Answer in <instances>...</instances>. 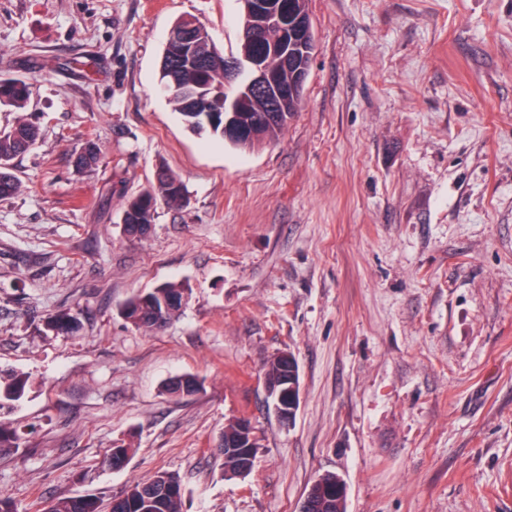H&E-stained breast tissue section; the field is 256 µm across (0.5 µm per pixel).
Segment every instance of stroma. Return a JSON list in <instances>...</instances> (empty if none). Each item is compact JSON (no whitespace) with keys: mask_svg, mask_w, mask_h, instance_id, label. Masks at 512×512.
Segmentation results:
<instances>
[{"mask_svg":"<svg viewBox=\"0 0 512 512\" xmlns=\"http://www.w3.org/2000/svg\"><path fill=\"white\" fill-rule=\"evenodd\" d=\"M308 8L302 105L237 151L187 128L158 70L180 17L237 53V0H0V78L31 84L41 132L0 199V371L29 378L0 494L20 512L161 470L184 512H298L327 471L347 512H512V0ZM160 165L188 204L128 238L125 202ZM166 282L191 294L163 329L120 316ZM60 310L77 333H44ZM286 350L301 392L282 424L263 367ZM181 374L203 391L162 393ZM239 418L259 443L242 478L218 449ZM119 441L127 465L102 467Z\"/></svg>","mask_w":512,"mask_h":512,"instance_id":"obj_1","label":"stroma"}]
</instances>
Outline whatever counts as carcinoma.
<instances>
[{
    "instance_id": "cac0c4a2",
    "label": "carcinoma",
    "mask_w": 512,
    "mask_h": 512,
    "mask_svg": "<svg viewBox=\"0 0 512 512\" xmlns=\"http://www.w3.org/2000/svg\"><path fill=\"white\" fill-rule=\"evenodd\" d=\"M243 39L239 58H245L265 69L273 83L288 89L279 102L281 119H265L268 100L253 90H240L231 109L224 110V99L218 95L224 86V54L211 45L208 30L190 17H181L173 28L185 33L183 37L167 39L160 59L159 80L170 87L169 104L181 115L187 127L196 133L227 140L234 147L246 149L258 142H274L298 111L304 85L295 81L297 65L311 63L316 52L315 34L305 35L301 23L308 15V0H239ZM32 94L31 86L22 81H0V106L15 111L26 107ZM210 100V112L199 111V99ZM229 129H224V121ZM38 126L20 117L9 128L0 131V199L20 191V181L12 171L15 157L26 153L38 140ZM98 148L86 143L75 156V165L87 169L96 164ZM172 208L187 204L183 182L164 166L157 167L151 190L128 199L124 214L127 233L144 238L154 223L157 203ZM189 289L184 282H167L130 297L120 306L123 319L139 329H156L175 317L168 311L170 302ZM44 333L73 332L78 329L77 318L66 310L49 314L43 320ZM292 363L283 352L264 366V381L274 387L291 373ZM28 377L16 374L0 377V416L8 413L15 402L26 393ZM204 389L203 381L193 375L167 380L162 391L167 394L189 395ZM252 431L231 422L224 426L220 450L224 455V470L239 475L246 463L254 464L258 444L251 439ZM234 447H229V444ZM166 471L156 473L146 482H136L122 493L120 512H182L184 489L165 490ZM340 477L333 482H315L306 492V512H341V502L347 501L340 492ZM110 505L93 494L60 496L36 512H107Z\"/></svg>"
}]
</instances>
